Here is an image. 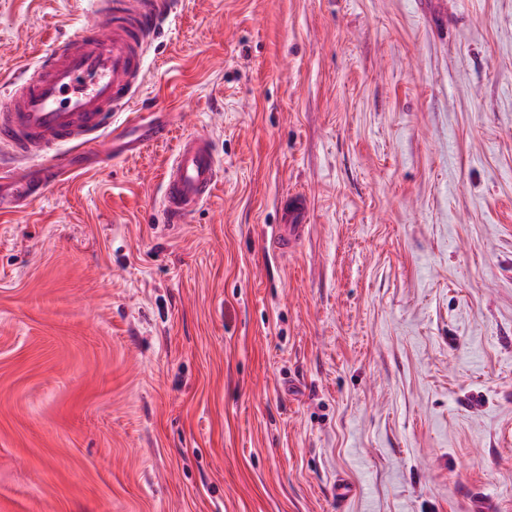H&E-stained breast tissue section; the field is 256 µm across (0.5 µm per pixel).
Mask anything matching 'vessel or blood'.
Returning a JSON list of instances; mask_svg holds the SVG:
<instances>
[{"label":"vessel or blood","instance_id":"vessel-or-blood-1","mask_svg":"<svg viewBox=\"0 0 512 512\" xmlns=\"http://www.w3.org/2000/svg\"><path fill=\"white\" fill-rule=\"evenodd\" d=\"M170 0H94V17L58 41L33 69L0 86V149L34 163L35 174L14 167L0 172V211L19 208L72 173L68 153L89 150L110 156L119 115L130 111L144 79V61L168 13ZM135 125L149 139L169 138L171 125L156 113L139 112ZM222 178L209 136L182 138L166 168L159 214L165 225L184 223L208 202ZM307 196L288 193L280 205L273 244L294 251L309 216Z\"/></svg>","mask_w":512,"mask_h":512}]
</instances>
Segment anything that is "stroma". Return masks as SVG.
<instances>
[{
    "mask_svg": "<svg viewBox=\"0 0 512 512\" xmlns=\"http://www.w3.org/2000/svg\"><path fill=\"white\" fill-rule=\"evenodd\" d=\"M90 7L0 0V73ZM145 70L171 138L0 215V512H512V0H174ZM222 178V164L208 135L182 138L166 168L161 186L159 214L163 226L183 224L208 202ZM307 196L300 191L288 193L280 205V221L274 237V247L281 252L294 251L304 234L309 216Z\"/></svg>",
    "mask_w": 512,
    "mask_h": 512,
    "instance_id": "1",
    "label": "stroma"
}]
</instances>
